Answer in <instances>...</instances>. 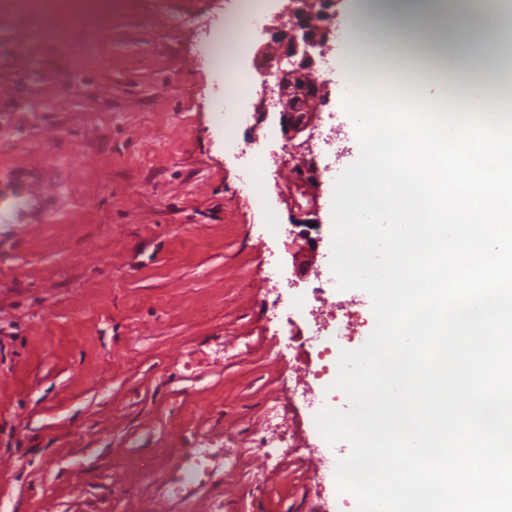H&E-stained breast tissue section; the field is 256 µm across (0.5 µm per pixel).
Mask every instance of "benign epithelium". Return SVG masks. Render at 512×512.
Returning <instances> with one entry per match:
<instances>
[{
	"label": "benign epithelium",
	"mask_w": 512,
	"mask_h": 512,
	"mask_svg": "<svg viewBox=\"0 0 512 512\" xmlns=\"http://www.w3.org/2000/svg\"><path fill=\"white\" fill-rule=\"evenodd\" d=\"M333 6L334 0H294L291 24L265 28L277 45L276 51L268 52L264 44L254 49L264 80L253 129L276 123L284 138V153L274 158L273 163L276 170L286 169L292 174L289 182L278 191L287 204L289 224L294 227L290 231L293 235L290 254L295 267L300 258L317 249V239L311 237L310 230L319 227L317 213L322 181L313 158V141L322 117L320 110L312 108L311 103L323 102L328 95V82L318 81L315 73L330 49ZM317 10L328 22L315 25L309 20Z\"/></svg>",
	"instance_id": "obj_1"
}]
</instances>
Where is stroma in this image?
Masks as SVG:
<instances>
[{"label": "stroma", "instance_id": "stroma-1", "mask_svg": "<svg viewBox=\"0 0 512 512\" xmlns=\"http://www.w3.org/2000/svg\"><path fill=\"white\" fill-rule=\"evenodd\" d=\"M237 0H124L104 13L94 42L106 66L75 72L34 18L0 0V205L20 170L51 155L52 170L83 166L63 204L35 229L0 223V512H183L166 472L154 502L138 464L198 444L237 457L223 473L203 465L198 502L225 498L224 512H356L339 491L337 465L350 447L328 445L316 426L347 396L321 373L317 352L337 321L355 315L349 349L376 319L370 295L338 290L328 274L337 177L359 157L354 93L335 74L365 19L337 0L331 49L318 75L329 95L316 140L322 197L318 249L305 271L288 255V210L273 156L284 140L252 113L259 83L225 102L217 39ZM232 128L217 118L220 105ZM325 292L313 298L317 281ZM250 342L244 361L224 355ZM288 391L278 458L252 444L265 398ZM243 419L224 437L225 415ZM314 456L318 476L298 458Z\"/></svg>", "mask_w": 512, "mask_h": 512}]
</instances>
